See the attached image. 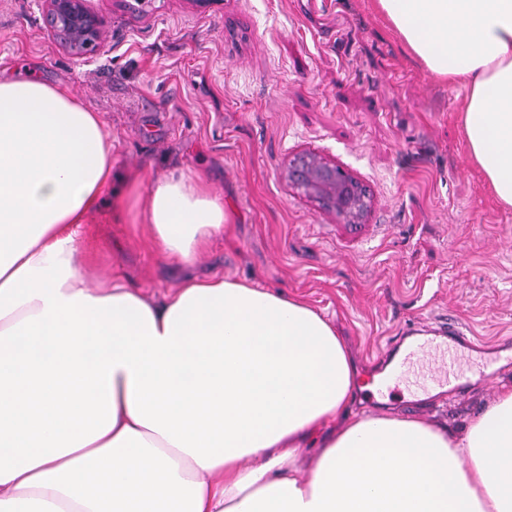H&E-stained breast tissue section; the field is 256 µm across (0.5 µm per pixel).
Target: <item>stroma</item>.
<instances>
[{
	"label": "stroma",
	"mask_w": 512,
	"mask_h": 512,
	"mask_svg": "<svg viewBox=\"0 0 512 512\" xmlns=\"http://www.w3.org/2000/svg\"><path fill=\"white\" fill-rule=\"evenodd\" d=\"M104 21L90 58L69 54L38 0H0V75L34 72L98 112L112 177L144 186L191 169L224 201L223 237L191 267L165 260L112 195L81 228L88 282L117 276L159 300L187 274L249 279L305 299L368 374L400 337L448 322L463 390L417 372L361 402L460 430L512 385V208L472 160L466 91L436 78L372 0H154L147 14L89 0ZM313 151L369 190L361 231L289 183Z\"/></svg>",
	"instance_id": "35a3bbf8"
}]
</instances>
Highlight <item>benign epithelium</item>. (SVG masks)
<instances>
[{
	"mask_svg": "<svg viewBox=\"0 0 512 512\" xmlns=\"http://www.w3.org/2000/svg\"><path fill=\"white\" fill-rule=\"evenodd\" d=\"M49 30L72 55L87 57L97 50L104 21L89 11L85 0H42ZM288 180L307 196L325 203L348 224L361 223L369 210L356 181L320 154L305 152L288 165Z\"/></svg>",
	"mask_w": 512,
	"mask_h": 512,
	"instance_id": "benign-epithelium-1",
	"label": "benign epithelium"
}]
</instances>
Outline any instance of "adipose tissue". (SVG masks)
Returning a JSON list of instances; mask_svg holds the SVG:
<instances>
[{
  "label": "adipose tissue",
  "instance_id": "obj_1",
  "mask_svg": "<svg viewBox=\"0 0 512 512\" xmlns=\"http://www.w3.org/2000/svg\"><path fill=\"white\" fill-rule=\"evenodd\" d=\"M468 91L473 160L512 207V0H376ZM112 187V142L70 90L0 78V512H512V388L460 431L353 412L372 384L305 300L187 277L163 302L88 285L104 192L166 258L222 236L189 173Z\"/></svg>",
  "mask_w": 512,
  "mask_h": 512
}]
</instances>
